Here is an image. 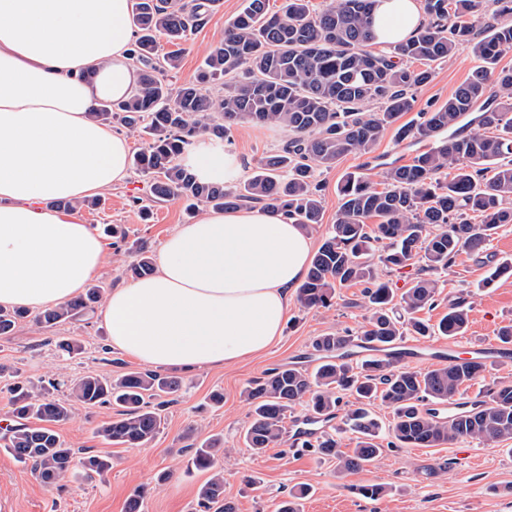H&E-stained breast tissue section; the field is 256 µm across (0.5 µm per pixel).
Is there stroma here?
<instances>
[{
    "label": "stroma",
    "mask_w": 512,
    "mask_h": 512,
    "mask_svg": "<svg viewBox=\"0 0 512 512\" xmlns=\"http://www.w3.org/2000/svg\"><path fill=\"white\" fill-rule=\"evenodd\" d=\"M244 5L245 0H220L206 24L189 34L173 85L194 80L209 48ZM477 64L466 52L435 63L432 81L414 89L415 109L403 115V122L447 99ZM286 138L281 127L243 122L233 126L224 149L236 154L249 174ZM349 173L375 182L381 179L380 169L354 153L332 169L317 170L323 218L311 230L315 243H322L336 222L338 186ZM151 183L150 176L129 170L123 183L101 194L98 207L79 210L93 228L103 231L115 224L125 233L121 240L106 234L103 238L107 262L94 281L105 290L128 284L124 269L135 258L133 244L143 243L158 252L177 225L195 220L180 199L153 198ZM504 262L512 263V224L493 232L486 254L460 250L455 265L436 274V302L422 311V318L435 324L452 303L463 299L469 304L465 333L447 339V346L494 341L501 328L512 325V277L493 276ZM370 315L363 287L355 283L337 288L331 308L292 307L280 342L269 351L239 364L178 373L180 388L169 397L159 433L140 447L113 445L97 437V428L114 417V409L76 410L70 419L55 424L56 433L67 447L108 458L110 468L101 475L75 471L53 488L6 449V436L14 424L11 383L19 380L38 387L54 378L88 373L115 376L137 369L138 364L110 347L96 310L50 328L30 318L20 322L13 335L0 336V365L5 368L0 374V512H126L128 500L137 493L142 496L140 512H197V492L209 474L190 466L189 447L212 436L224 441L227 454L218 464L224 469V496L235 503L237 512H276L277 504L303 485L310 493L301 502L302 512H512V444L465 439L434 448L392 447L386 427L393 414L378 403L372 411L385 427L379 439L385 450L367 470L338 472L335 460L297 450L287 437L259 455L247 448L249 406L243 393L252 382L286 364L315 368L318 360L311 343L316 336H358ZM63 337L78 339L82 353L63 355L56 346ZM215 393L223 395L221 404L212 402ZM163 473L168 476L164 482L159 479ZM370 484L383 487L380 498L358 493V486Z\"/></svg>",
    "instance_id": "obj_1"
}]
</instances>
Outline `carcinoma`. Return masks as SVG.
<instances>
[{"mask_svg":"<svg viewBox=\"0 0 512 512\" xmlns=\"http://www.w3.org/2000/svg\"><path fill=\"white\" fill-rule=\"evenodd\" d=\"M375 0H339L317 13L309 0H285L279 13H269L266 0H246L243 10L224 27V36L207 54L195 81L174 87L169 81L181 64L178 50L159 54L158 37L173 45L205 23L219 0H136L137 28L130 56L139 81L125 101L102 106L95 117L116 121L149 136L135 158L136 168L156 175L153 192L176 196L192 211L204 204L217 210L258 204L278 209L310 229L321 222L317 168L332 169L345 155L374 152L401 114L414 108L412 90L430 82V64L467 51L482 62L448 99L419 113V121L396 129L397 140L410 137L433 141L411 163L383 172V188L349 174L339 187L341 204L336 224L313 256L297 292L304 309L328 308L336 288L349 282L365 285L372 317L358 337L362 344L389 346L402 339L403 328L416 336L434 332L454 337L468 325V308L460 301L448 308L433 327L416 313L435 302V281L421 278L402 294L399 303L388 284L379 281L369 260L373 243L383 245L384 261L402 269L419 261L426 270L450 268L464 247L481 253L489 232L512 224V69L496 70L497 61L512 52V0H495V15L481 38L473 32L485 0H425L426 24L390 51L369 50L374 35ZM419 61L423 70L410 64ZM224 86L214 100L209 87ZM480 106L478 129L467 136L453 133L463 118ZM276 124L289 138L275 153L262 158L239 186L200 179L179 162L195 138L224 139L240 122ZM493 128L495 136L481 133ZM451 170L448 181L440 175ZM472 212L481 223L465 218ZM378 224L367 229V221ZM125 269L132 277L153 270L144 247ZM103 288L93 285L69 303L48 309L39 323L53 326L93 308ZM26 316L19 308L0 307V335L11 333ZM348 337L326 334L312 348L321 363L310 372L283 365L266 372L246 390L250 405L245 442L260 453L276 446L284 434L287 412L308 400L315 418L329 416L340 403L341 391L355 396L347 422L356 433L352 453L341 455L337 442L324 437L317 453L334 457L342 472H357L382 455L376 442L380 425L366 405L375 400L392 408V443L432 448L462 439L489 442L512 440V384H501L477 408L459 417H441L433 406L457 400L460 389L486 370L475 359L450 361L427 372L400 366L401 358H370L350 362ZM64 398L21 382L11 387L12 414L7 450L31 465L51 487L64 480L77 452L65 446L50 425L71 417L75 406L118 407L115 417L97 430L104 440L128 447L142 446L157 435L162 423L161 397L176 392L179 382L155 371H127L116 377L85 375L67 384ZM218 437L202 442L189 459L198 470L211 471L198 489L199 512H235L224 498V474L216 467ZM82 466L101 473L107 458L87 455Z\"/></svg>","mask_w":512,"mask_h":512,"instance_id":"cac0c4a2","label":"carcinoma"}]
</instances>
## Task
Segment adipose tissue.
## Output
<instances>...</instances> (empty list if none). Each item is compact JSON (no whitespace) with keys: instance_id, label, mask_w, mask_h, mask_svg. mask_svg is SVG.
<instances>
[{"instance_id":"ef3b65f1","label":"adipose tissue","mask_w":512,"mask_h":512,"mask_svg":"<svg viewBox=\"0 0 512 512\" xmlns=\"http://www.w3.org/2000/svg\"><path fill=\"white\" fill-rule=\"evenodd\" d=\"M133 0H0V305L39 309L79 295L102 268L101 235L61 200L128 176L129 142L95 117L138 74ZM422 0H375L380 46L425 23ZM187 162L235 182L234 155L199 146ZM314 240L279 211L211 210L178 225L148 277L113 289L101 315L113 349L162 370L223 367L281 337Z\"/></svg>"}]
</instances>
